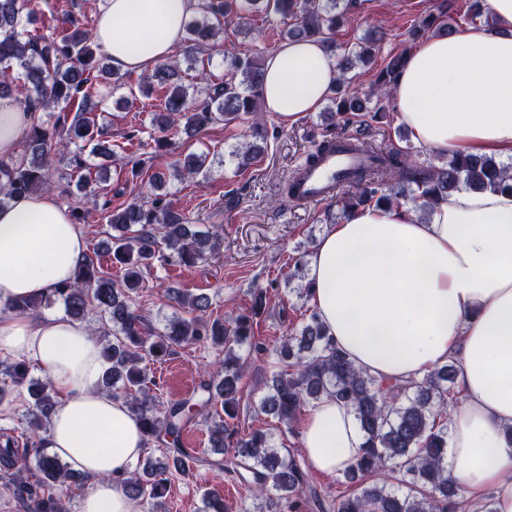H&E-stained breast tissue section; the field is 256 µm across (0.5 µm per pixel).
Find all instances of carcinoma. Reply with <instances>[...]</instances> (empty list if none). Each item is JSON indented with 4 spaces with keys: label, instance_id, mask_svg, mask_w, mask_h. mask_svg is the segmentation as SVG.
<instances>
[{
    "label": "carcinoma",
    "instance_id": "1",
    "mask_svg": "<svg viewBox=\"0 0 512 512\" xmlns=\"http://www.w3.org/2000/svg\"><path fill=\"white\" fill-rule=\"evenodd\" d=\"M339 0H199L198 13L184 25L186 54L194 51L224 53V81L192 88L183 85L178 61L157 64L143 77L149 89L165 90L155 125L161 136L153 138L156 161L150 185L155 192L146 199L125 200L123 195L83 175L85 153L109 159L116 155L110 140L87 112L89 99L105 100L122 86V74L109 59L97 53L90 30L69 14L48 32L29 30L39 0H0V97L9 94L15 76L27 85L23 106L47 115L38 118L25 132L21 153L0 159V204L15 196L51 189L49 162L52 155L66 151L72 173L78 176L84 195L69 206L73 221L83 220L84 205L92 204L104 215L117 234L110 235L101 251L119 265L122 275L105 271L100 255H89L77 268L74 278L38 298H20L7 307L29 314L55 300L76 320L89 315L100 317L105 343L102 357L105 370L101 389L123 400L141 422L149 442L164 447L165 460L148 463L149 472L134 469L119 481L125 493L146 502L164 497L169 475L186 474L204 462L185 448L184 427L196 414L218 402L224 415L206 417L207 430L215 448L243 459L248 475L240 476L254 499H265L266 512H311L323 508L318 496L306 492V473L288 448L279 447L273 436L254 431L242 437L233 423L240 406V384L248 362L244 347L264 350L256 342L250 317L239 316L226 324L211 318V298L166 288L165 294L179 312L167 320L160 332L148 326L136 300L144 274L154 264L172 261L194 266L206 251L217 248L219 232L199 234L190 219L174 209L163 189L167 170L179 182L192 180L210 171L209 154L187 155L183 162L166 161L167 133L185 121L187 133H200L216 124H227L256 112L262 103L264 62L254 54L224 49V19L248 13L294 19L284 33L287 40L317 39L334 49L333 35L343 27L347 10H339ZM448 35L455 26L441 12L425 15L417 35L427 30ZM377 41L357 44L355 51L336 56L340 73L327 99L334 106L331 117L350 122L356 112H383V97L393 87L404 65V54L390 59L379 72L374 89L361 94L347 82L357 64H369L376 57ZM363 152L378 155V166L362 172L351 182V190L335 197L333 206L342 217L366 205L390 204L403 198L420 209H430L448 193L462 187L512 191V169L495 157L457 151L436 164L420 165L412 155L400 151H380L361 135L354 136ZM255 144L233 151L239 167L249 166L261 154ZM197 344L224 348V361L200 380L192 395L159 404L151 394L155 380L144 362L165 360L177 349ZM284 368L273 376L268 394L261 400V413L290 424L301 409L330 395L350 407L363 435L357 461L342 471V477L358 485L357 492L336 500L334 512H464L467 503L448 476L447 448L450 411L457 406L461 391L457 386L458 361L432 370L420 381L379 379L356 367L326 334L316 311L297 330H289L274 348ZM30 365L16 359L0 362V401L24 389L31 400L28 409L31 450L37 458L36 472H30L26 457L18 455L14 440L0 436V465L5 468L3 486L11 490L23 512H66L59 495L61 487L75 497L85 491L72 467L50 455L40 431L47 430L57 403V393L48 381L29 378Z\"/></svg>",
    "mask_w": 512,
    "mask_h": 512
}]
</instances>
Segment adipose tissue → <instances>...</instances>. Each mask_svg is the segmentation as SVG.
I'll return each mask as SVG.
<instances>
[{
  "instance_id": "adipose-tissue-1",
  "label": "adipose tissue",
  "mask_w": 512,
  "mask_h": 512,
  "mask_svg": "<svg viewBox=\"0 0 512 512\" xmlns=\"http://www.w3.org/2000/svg\"><path fill=\"white\" fill-rule=\"evenodd\" d=\"M196 4L105 0L94 39L116 69L148 70L180 45ZM486 4L493 28L426 38L393 88L400 122L432 153L512 156V0ZM338 77L321 42L285 43L265 62L263 106L293 124L316 111ZM33 121L0 98V157L17 153ZM86 253L81 225L54 193L0 206V355L36 364L57 392L46 446L87 480L79 512H139L115 479L133 470L145 438L127 406L99 387L100 343L66 315L7 308L69 281ZM308 279L329 336L370 374L419 379L457 358L464 402L450 421L448 474L473 502L499 487L497 512H512V194L463 187L424 218L410 204L359 209L325 230ZM297 430L324 473L361 451L352 410L329 396L307 407Z\"/></svg>"
}]
</instances>
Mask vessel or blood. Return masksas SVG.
<instances>
[{"label":"vessel or blood","mask_w":512,"mask_h":512,"mask_svg":"<svg viewBox=\"0 0 512 512\" xmlns=\"http://www.w3.org/2000/svg\"><path fill=\"white\" fill-rule=\"evenodd\" d=\"M374 167L372 155L357 149L349 135H338L329 139L327 148L315 163L299 171L294 191L302 203H328L352 182L357 173Z\"/></svg>","instance_id":"vessel-or-blood-1"}]
</instances>
